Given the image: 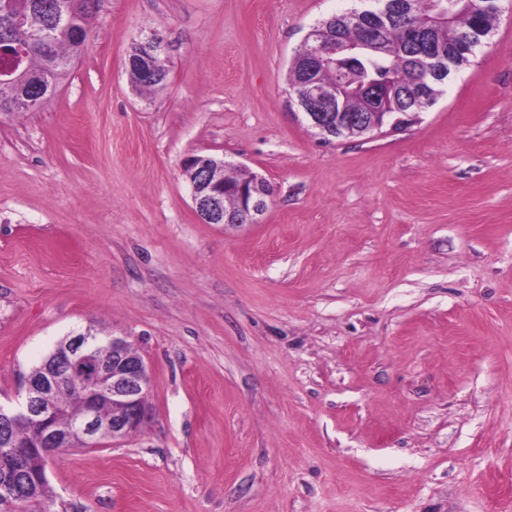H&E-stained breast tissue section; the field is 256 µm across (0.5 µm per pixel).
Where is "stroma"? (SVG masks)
Returning <instances> with one entry per match:
<instances>
[{
    "label": "stroma",
    "instance_id": "1",
    "mask_svg": "<svg viewBox=\"0 0 512 512\" xmlns=\"http://www.w3.org/2000/svg\"><path fill=\"white\" fill-rule=\"evenodd\" d=\"M358 4L98 0L0 112V402L89 326L152 369L140 434L49 459L52 512H512V0L419 121L328 143L287 68ZM190 155L266 181L260 222L204 223ZM153 34H154V37L152 36V34L146 35L143 38V41L154 45L155 53L151 56L152 66L155 70V73L159 76V81L164 80L166 82L167 75H168L169 59L167 57H163L161 55H156V53H159V52L166 53V44L158 43L159 41L155 40L157 38H159L161 41L164 40L163 36L159 32L154 31Z\"/></svg>",
    "mask_w": 512,
    "mask_h": 512
}]
</instances>
